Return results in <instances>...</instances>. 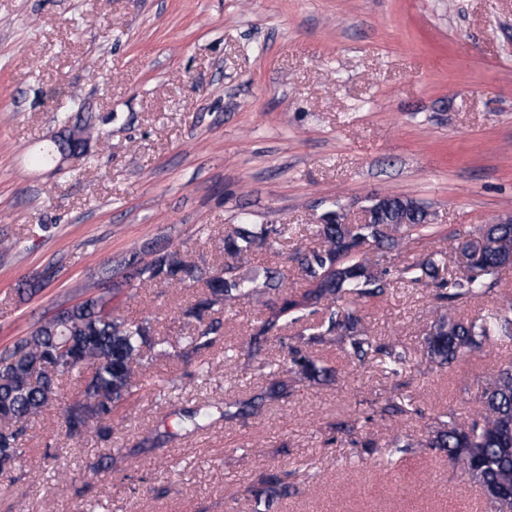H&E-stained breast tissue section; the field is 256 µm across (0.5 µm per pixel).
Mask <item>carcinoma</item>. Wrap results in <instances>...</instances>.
<instances>
[{
    "label": "carcinoma",
    "instance_id": "cac0c4a2",
    "mask_svg": "<svg viewBox=\"0 0 512 512\" xmlns=\"http://www.w3.org/2000/svg\"><path fill=\"white\" fill-rule=\"evenodd\" d=\"M429 213L410 198L393 196L378 224L317 225L319 247L297 250L293 260L307 283L304 289L286 287L287 274L269 267L244 268L258 248L275 249L293 229L286 224H239L224 232V262L199 265L180 250L161 249L146 263L137 264L133 280L120 276L125 262L107 261L96 280L83 285L87 297L37 326L29 335L0 352V470L25 454L21 437L29 422L58 401L57 377L74 378L79 395L65 409L70 421L66 434L73 439L93 432L105 436L103 423L126 406L147 382L139 376L143 362L161 345L147 320L117 314L115 301L133 283L187 281L202 286L199 299L185 315L199 322L219 310L264 299L267 309L252 328L246 345L257 355L265 343L284 339L288 327L318 316L320 321L294 336L276 363L267 369L262 391L253 399L224 403L226 419L254 414L257 402L288 396V380L327 383L333 370L320 364L315 351L335 347L354 365L377 360L397 376L407 367L406 353L393 343L370 334L354 309L359 302L386 295L393 285L387 254L401 252L428 236ZM473 239L461 244L464 261L448 277L431 257L404 269L410 283L434 287L437 320L423 336L426 356L440 366H451L487 341H512V301L473 318L456 315L458 309L490 298L500 272L512 267V220L480 225ZM385 254L373 260L368 249ZM223 322L212 319L190 337L182 357L189 360L216 346ZM387 457L413 448L444 452L448 461L482 490L487 512H512V363L482 377L478 406L465 417L450 411L419 441L397 434L386 443ZM256 500L271 502L288 494V485L274 475L252 489Z\"/></svg>",
    "mask_w": 512,
    "mask_h": 512
}]
</instances>
